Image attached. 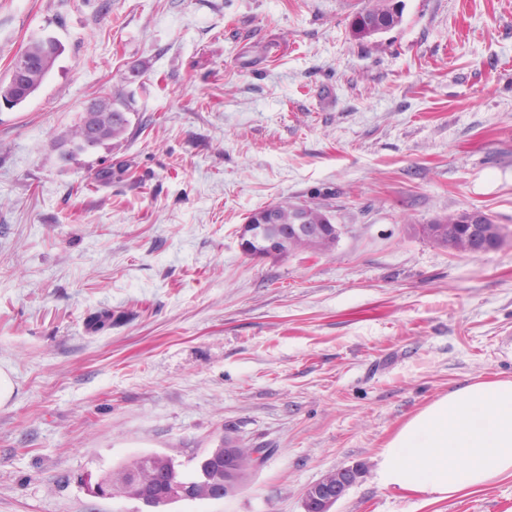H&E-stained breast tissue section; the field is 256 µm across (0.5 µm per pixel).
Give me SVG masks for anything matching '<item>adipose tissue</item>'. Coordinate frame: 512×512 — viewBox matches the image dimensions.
<instances>
[{
    "label": "adipose tissue",
    "mask_w": 512,
    "mask_h": 512,
    "mask_svg": "<svg viewBox=\"0 0 512 512\" xmlns=\"http://www.w3.org/2000/svg\"><path fill=\"white\" fill-rule=\"evenodd\" d=\"M512 476V379L478 380L427 405L380 454L378 481L436 499Z\"/></svg>",
    "instance_id": "1"
}]
</instances>
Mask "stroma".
Masks as SVG:
<instances>
[{"label":"stroma","instance_id":"35a3bbf8","mask_svg":"<svg viewBox=\"0 0 512 512\" xmlns=\"http://www.w3.org/2000/svg\"><path fill=\"white\" fill-rule=\"evenodd\" d=\"M367 4L0 0V79L30 40L63 48L0 103V512H137L94 483L149 453L193 474L227 438L263 463L165 512H305L341 467L332 512H512V477L427 503L376 474L425 406L512 379V238L421 232L471 207L512 231V0H402L362 43ZM100 96L124 139L63 161ZM283 200L323 206L336 246L243 254ZM350 22V34L359 41L371 39L379 31H389L401 22V7L396 0H369ZM467 212L465 209L438 219L433 224H426L422 226V234L434 243L448 247V224H461L466 219ZM499 232L501 234V237L499 240L493 243H487L486 239L487 236L484 238H481L480 236H477L474 234V232L477 231L476 224H469V231L467 234L459 235L457 232H455V236L458 239L462 240L465 252L470 255H477L482 254L487 251H490L497 247V245L501 242L502 239H504L505 235L507 234L506 230L502 226L499 225ZM360 471L354 467L336 469L333 479H321L310 487L305 495V503L310 507L317 506L318 512H331L333 505L339 501L356 482ZM306 506V507H308Z\"/></svg>","mask_w":512,"mask_h":512}]
</instances>
